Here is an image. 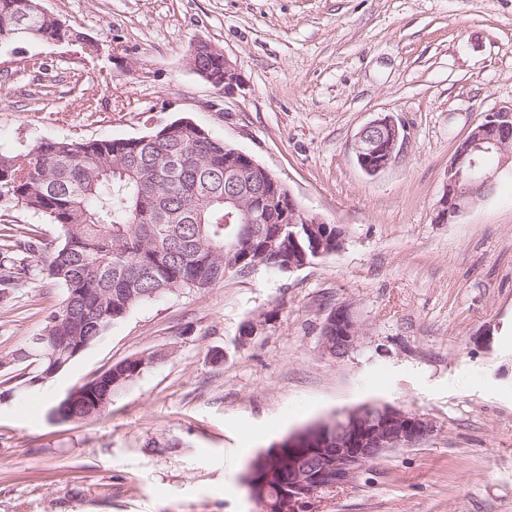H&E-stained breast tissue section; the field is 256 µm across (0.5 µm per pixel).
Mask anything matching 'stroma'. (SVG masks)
<instances>
[{
	"instance_id": "1",
	"label": "stroma",
	"mask_w": 512,
	"mask_h": 512,
	"mask_svg": "<svg viewBox=\"0 0 512 512\" xmlns=\"http://www.w3.org/2000/svg\"><path fill=\"white\" fill-rule=\"evenodd\" d=\"M43 5L103 51L1 46L0 153L136 138L185 117L266 166L345 243L291 272L147 301L42 381L11 355L64 299L46 270L60 230L0 209L1 263L38 244L28 273L0 283V512H260L241 480L249 461L360 406L434 431L312 512H512V174L456 223L434 221L457 144L512 104V0ZM200 40L235 64L233 90L190 68ZM387 116L405 143L370 176L355 139ZM342 305L360 339L336 358L321 331ZM135 356L152 362L104 412L52 418L73 386Z\"/></svg>"
}]
</instances>
